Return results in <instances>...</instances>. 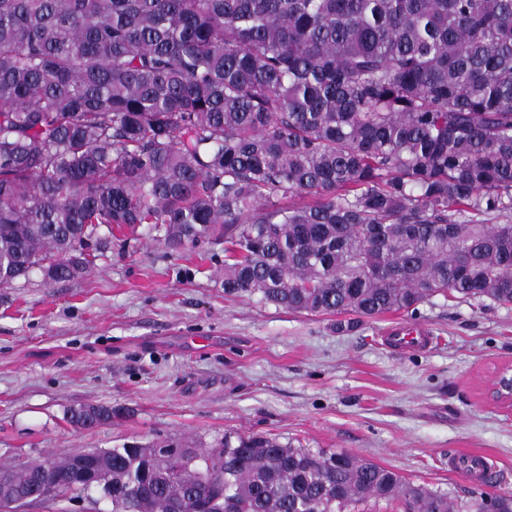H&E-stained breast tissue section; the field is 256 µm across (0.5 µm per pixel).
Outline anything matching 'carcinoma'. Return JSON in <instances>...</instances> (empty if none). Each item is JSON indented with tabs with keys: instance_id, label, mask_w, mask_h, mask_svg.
I'll return each mask as SVG.
<instances>
[{
	"instance_id": "carcinoma-1",
	"label": "carcinoma",
	"mask_w": 512,
	"mask_h": 512,
	"mask_svg": "<svg viewBox=\"0 0 512 512\" xmlns=\"http://www.w3.org/2000/svg\"><path fill=\"white\" fill-rule=\"evenodd\" d=\"M510 211L512 0H0V285L75 278L101 226L146 224L223 233L224 293L290 310L507 305ZM175 447L98 451L112 512H512L262 436ZM81 452L45 458L50 499Z\"/></svg>"
}]
</instances>
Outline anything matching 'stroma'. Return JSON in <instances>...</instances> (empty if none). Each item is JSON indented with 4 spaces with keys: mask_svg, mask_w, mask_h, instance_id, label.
<instances>
[{
    "mask_svg": "<svg viewBox=\"0 0 512 512\" xmlns=\"http://www.w3.org/2000/svg\"><path fill=\"white\" fill-rule=\"evenodd\" d=\"M99 234L108 248L78 278L0 286V463L262 435L461 500L477 485L448 457L481 452L494 492L512 494V407L486 398L512 366V306L437 296L342 332L336 314L225 295L223 241L173 250L143 228ZM400 321L430 326L436 345L393 353L381 337ZM92 405L111 407V424L68 422Z\"/></svg>",
    "mask_w": 512,
    "mask_h": 512,
    "instance_id": "stroma-1",
    "label": "stroma"
}]
</instances>
